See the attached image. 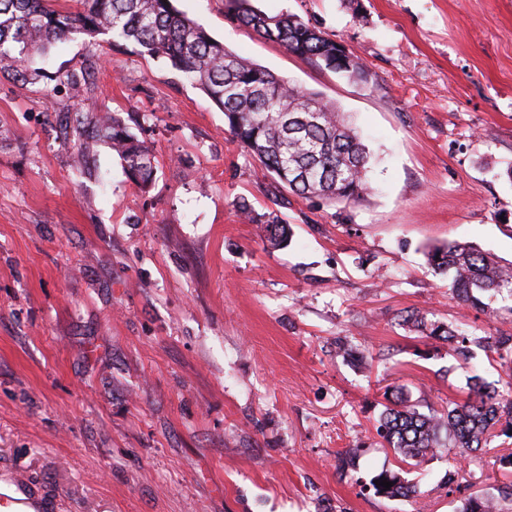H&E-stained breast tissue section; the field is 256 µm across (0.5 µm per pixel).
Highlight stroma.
Listing matches in <instances>:
<instances>
[{
  "mask_svg": "<svg viewBox=\"0 0 512 512\" xmlns=\"http://www.w3.org/2000/svg\"><path fill=\"white\" fill-rule=\"evenodd\" d=\"M252 3L336 37L367 81L258 36L225 0L176 6L349 116L371 153L359 202L274 191L164 61L85 36L35 61L93 69L111 112L147 115L145 193L101 142L76 171L68 88L0 74V492L35 512H456L512 480L493 447L459 493L438 486L451 454L402 470L416 500L362 490L399 468L375 438L385 387L438 408L472 373L506 377L398 320L512 333V297L463 310L424 256L457 240L512 262V0ZM239 197L288 224V244L240 219ZM340 336L363 359L338 355ZM354 447L356 470L338 473Z\"/></svg>",
  "mask_w": 512,
  "mask_h": 512,
  "instance_id": "35a3bbf8",
  "label": "stroma"
}]
</instances>
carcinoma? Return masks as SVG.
<instances>
[{
  "instance_id": "1",
  "label": "carcinoma",
  "mask_w": 512,
  "mask_h": 512,
  "mask_svg": "<svg viewBox=\"0 0 512 512\" xmlns=\"http://www.w3.org/2000/svg\"><path fill=\"white\" fill-rule=\"evenodd\" d=\"M56 0H0V70L19 80L31 76L35 55H44L58 42L102 36L114 46L133 48L141 56L163 59L185 80L224 112L233 140L260 163L274 188L286 187L302 198L357 202L371 190L367 177L369 150L346 122L336 104L284 77L232 53L206 29L175 6V0H81L79 11L60 10ZM232 17L257 35L282 45L289 53L322 64L349 77L368 78L363 63L330 37L292 13L269 15L251 0H226ZM81 102L67 108L72 122L89 127L92 139L104 142L120 157L131 180L142 190L154 177V156L141 122L122 118L98 106L95 83L86 75H66ZM236 211L251 222L264 224L265 238L276 247L288 240L287 225L276 215L255 213L240 197ZM427 262L448 275L449 288L466 309L485 312L484 298L503 292L512 296V262L503 264L467 244L449 243L427 252ZM399 324L427 339L448 342L454 354L468 363L483 351L490 359L512 360V334L477 336L461 327L430 322L417 310H406ZM463 401L448 407L419 411L403 386L386 389L387 404L376 433L380 444L393 450L398 461L417 466L442 448H456L460 457L479 462L478 452L494 439H512V380L507 390L485 385L480 377ZM355 449L336 454V470L346 474L355 466ZM392 482L390 489L375 481ZM363 489L396 499L412 493L399 472L382 470ZM509 507H504V504ZM456 512H512V485L471 494Z\"/></svg>"
}]
</instances>
